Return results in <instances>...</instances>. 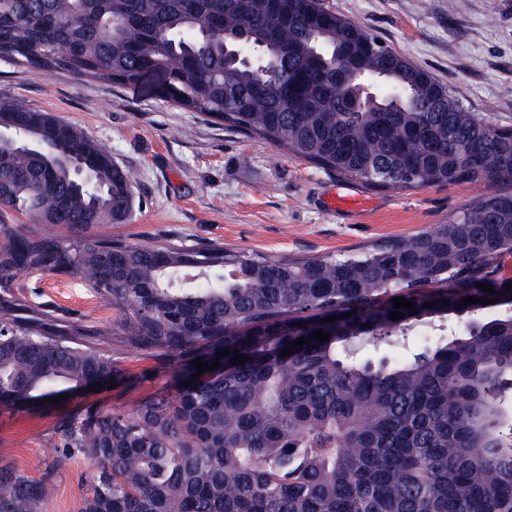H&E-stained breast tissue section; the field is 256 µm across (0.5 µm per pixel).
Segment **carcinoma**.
I'll use <instances>...</instances> for the list:
<instances>
[{"label":"carcinoma","instance_id":"carcinoma-1","mask_svg":"<svg viewBox=\"0 0 512 512\" xmlns=\"http://www.w3.org/2000/svg\"><path fill=\"white\" fill-rule=\"evenodd\" d=\"M0 53L115 84L160 69L170 103L367 190L486 188L445 223L357 256L133 243L112 237L135 208L128 172L83 129L0 95V207L34 224H0V403L120 374L112 333L30 303L16 289L28 272L87 284L130 347L171 365L230 351L174 396L59 423L55 464L92 466L79 512H512V300L463 305L506 291L512 128L322 0H0ZM419 325L434 339L412 357H365ZM319 330L328 341L290 347ZM53 490L0 467V512H35Z\"/></svg>","mask_w":512,"mask_h":512}]
</instances>
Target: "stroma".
<instances>
[{"label": "stroma", "mask_w": 512, "mask_h": 512, "mask_svg": "<svg viewBox=\"0 0 512 512\" xmlns=\"http://www.w3.org/2000/svg\"><path fill=\"white\" fill-rule=\"evenodd\" d=\"M323 3L425 69L469 111L512 128V0ZM0 94L81 127L111 152L131 174L136 196L132 220L112 233L135 242L218 243L271 257L348 256L443 223L483 192L473 184L370 191L365 211L336 212L325 201L344 189L343 181L266 140L169 104L150 82L47 77L0 59ZM19 284L31 302L113 332L115 388L45 406L0 404V466L52 479L55 492L38 512H78L89 465L76 459L55 466L59 419L91 408L131 411L174 395L178 369L131 349L117 331V311L91 288L41 272L22 275Z\"/></svg>", "instance_id": "35a3bbf8"}]
</instances>
